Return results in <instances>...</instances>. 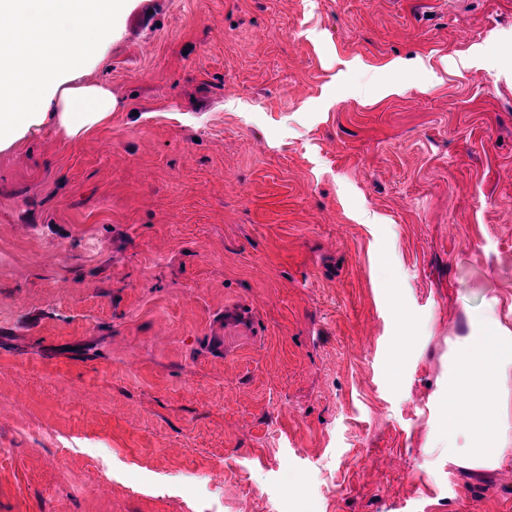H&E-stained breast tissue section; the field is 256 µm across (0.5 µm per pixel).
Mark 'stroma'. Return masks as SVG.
I'll use <instances>...</instances> for the list:
<instances>
[{"instance_id": "stroma-1", "label": "stroma", "mask_w": 512, "mask_h": 512, "mask_svg": "<svg viewBox=\"0 0 512 512\" xmlns=\"http://www.w3.org/2000/svg\"><path fill=\"white\" fill-rule=\"evenodd\" d=\"M86 79L0 152V512H512L427 440L512 301V0H126Z\"/></svg>"}]
</instances>
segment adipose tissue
Listing matches in <instances>:
<instances>
[{
  "label": "adipose tissue",
  "mask_w": 512,
  "mask_h": 512,
  "mask_svg": "<svg viewBox=\"0 0 512 512\" xmlns=\"http://www.w3.org/2000/svg\"><path fill=\"white\" fill-rule=\"evenodd\" d=\"M121 0H0L13 23L0 28V152L43 127L83 138L110 120L109 88L82 83L112 40ZM497 408L491 418L472 403ZM436 447L479 476L512 466V303L492 300L452 350Z\"/></svg>",
  "instance_id": "obj_1"
}]
</instances>
